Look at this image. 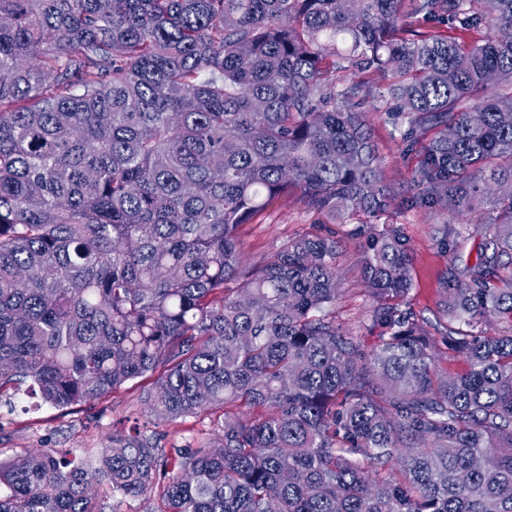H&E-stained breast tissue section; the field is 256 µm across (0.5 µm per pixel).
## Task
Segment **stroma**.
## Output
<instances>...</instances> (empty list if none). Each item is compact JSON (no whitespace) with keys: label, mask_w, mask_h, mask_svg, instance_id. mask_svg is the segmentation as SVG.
I'll return each mask as SVG.
<instances>
[{"label":"stroma","mask_w":512,"mask_h":512,"mask_svg":"<svg viewBox=\"0 0 512 512\" xmlns=\"http://www.w3.org/2000/svg\"><path fill=\"white\" fill-rule=\"evenodd\" d=\"M381 159L382 174L397 192L393 205L379 218L362 216L333 219L314 210L294 193L273 200L253 223L239 229L240 241L253 261L273 255L283 241L310 232L313 225H326L336 233L341 244L339 260L342 296L336 303V319L354 335L372 346L380 327L372 323L373 301L361 276L360 260L370 238L386 225L400 228L412 250V289L406 306L431 324H438L436 302L439 277L448 264L474 263L478 236L475 224L485 220L480 210L466 217L459 230L458 245L440 247L431 238L430 227L448 222V213L437 207L428 208L413 201L423 194L421 166L426 145L436 135L432 129H410L407 122H393L385 112H367ZM140 381L87 404L59 409L42 403L39 398L18 390L13 395L14 410L0 407V459H7L25 448L62 449L80 458L93 459L112 438L127 430L141 411ZM146 437L168 448L199 440H218L222 434L215 418L187 417L158 427L146 426Z\"/></svg>","instance_id":"35a3bbf8"}]
</instances>
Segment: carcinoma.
I'll return each instance as SVG.
<instances>
[{
  "label": "carcinoma",
  "mask_w": 512,
  "mask_h": 512,
  "mask_svg": "<svg viewBox=\"0 0 512 512\" xmlns=\"http://www.w3.org/2000/svg\"><path fill=\"white\" fill-rule=\"evenodd\" d=\"M0 393L56 408L150 378L156 424L221 411L166 450L0 460V512H512V0H0ZM471 36L459 42L440 27ZM375 71V87L336 72ZM438 128L426 202L489 206L475 263L440 278L436 364L401 309L411 249L371 237L383 328L336 322L339 245L305 233L249 263L238 229L298 190L339 218L396 199L366 104Z\"/></svg>",
  "instance_id": "carcinoma-1"
}]
</instances>
